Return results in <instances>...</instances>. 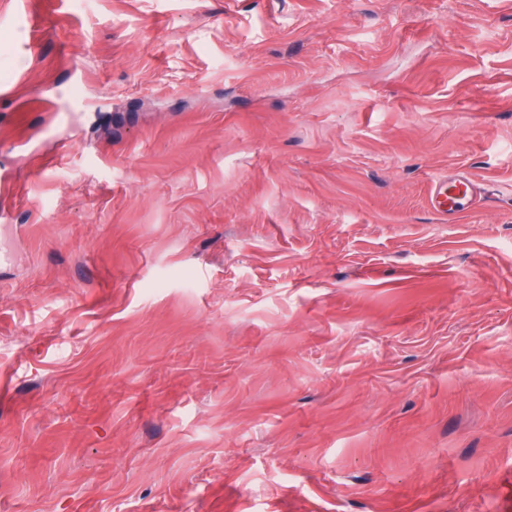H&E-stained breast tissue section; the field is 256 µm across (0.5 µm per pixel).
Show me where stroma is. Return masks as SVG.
I'll return each instance as SVG.
<instances>
[{"instance_id":"1","label":"stroma","mask_w":512,"mask_h":512,"mask_svg":"<svg viewBox=\"0 0 512 512\" xmlns=\"http://www.w3.org/2000/svg\"><path fill=\"white\" fill-rule=\"evenodd\" d=\"M512 0H0V512H512ZM494 182H476L463 172L443 175L430 185L428 202L440 217L452 222L460 213L463 201L475 205L477 198L485 200L495 195Z\"/></svg>"}]
</instances>
